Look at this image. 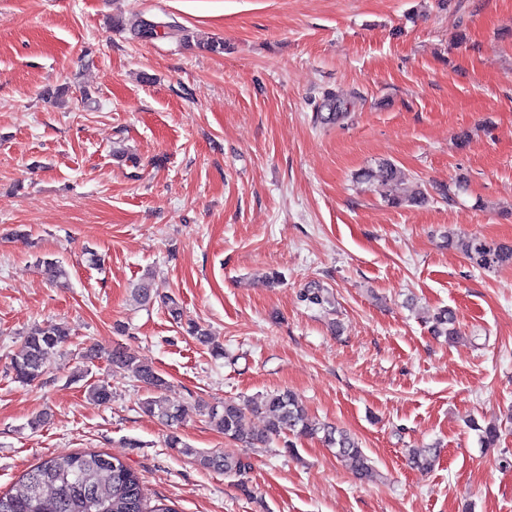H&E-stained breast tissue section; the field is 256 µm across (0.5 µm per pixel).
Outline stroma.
Masks as SVG:
<instances>
[{
    "mask_svg": "<svg viewBox=\"0 0 512 512\" xmlns=\"http://www.w3.org/2000/svg\"><path fill=\"white\" fill-rule=\"evenodd\" d=\"M135 14L186 35L113 28ZM385 162L428 203L361 181ZM474 235L512 245V0H0V492L42 458L100 452L176 512H512V265L472 267ZM147 274L179 319L132 302ZM314 287L323 305L302 301ZM441 307L457 343L429 330ZM47 320L73 339L43 383L18 382L21 334ZM89 347L151 364L177 429ZM277 390L358 439L371 472L317 438L246 448L195 406ZM473 419L498 423V447ZM173 431L248 474L202 468ZM433 443L435 468L411 469L407 449Z\"/></svg>",
    "mask_w": 512,
    "mask_h": 512,
    "instance_id": "35a3bbf8",
    "label": "stroma"
}]
</instances>
